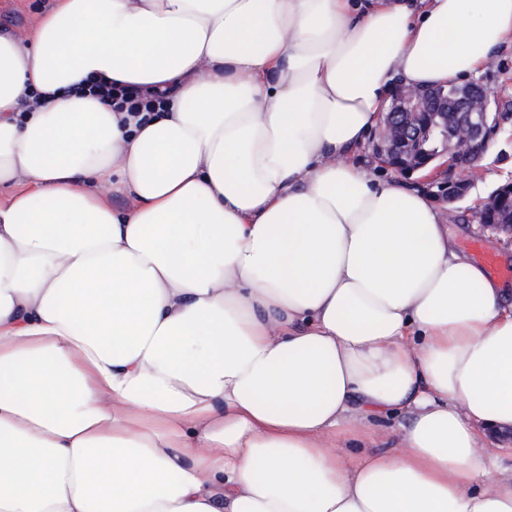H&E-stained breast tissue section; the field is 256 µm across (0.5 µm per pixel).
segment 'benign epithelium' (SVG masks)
I'll return each instance as SVG.
<instances>
[{"label": "benign epithelium", "instance_id": "benign-epithelium-1", "mask_svg": "<svg viewBox=\"0 0 512 512\" xmlns=\"http://www.w3.org/2000/svg\"><path fill=\"white\" fill-rule=\"evenodd\" d=\"M425 96L431 98L433 93L399 88L371 141V149L382 166L400 175L428 172L422 186L436 202L451 208L468 196L481 159L477 147L497 138L506 114L498 110L487 88L469 82L459 87L453 104L458 119L450 128L447 100H442L440 112H421L419 103ZM507 198L512 199V182L480 201L471 214L482 229L503 233L512 242V224L490 223V215Z\"/></svg>", "mask_w": 512, "mask_h": 512}]
</instances>
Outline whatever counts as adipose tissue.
<instances>
[{"instance_id":"ef3b65f1","label":"adipose tissue","mask_w":512,"mask_h":512,"mask_svg":"<svg viewBox=\"0 0 512 512\" xmlns=\"http://www.w3.org/2000/svg\"><path fill=\"white\" fill-rule=\"evenodd\" d=\"M507 42L512 0H56L0 33V512H512L511 289L353 159L394 80ZM91 79L164 107L122 124ZM399 414L389 451L326 444Z\"/></svg>"}]
</instances>
